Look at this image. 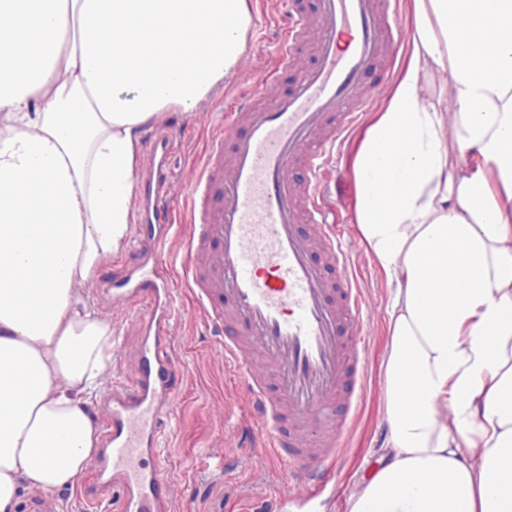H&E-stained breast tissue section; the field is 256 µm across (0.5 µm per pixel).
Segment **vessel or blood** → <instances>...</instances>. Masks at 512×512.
I'll list each match as a JSON object with an SVG mask.
<instances>
[{
  "label": "vessel or blood",
  "mask_w": 512,
  "mask_h": 512,
  "mask_svg": "<svg viewBox=\"0 0 512 512\" xmlns=\"http://www.w3.org/2000/svg\"><path fill=\"white\" fill-rule=\"evenodd\" d=\"M399 0H287L276 68L240 93L183 196L165 162L176 141L155 139L141 177L143 255L105 283L111 309L139 308L128 382L101 402L104 448L91 466L117 512H172L162 441L183 385L171 326L187 288L224 362L248 397L258 444L306 502L333 479L366 389L368 308L335 212L324 202L346 142L376 102L370 69L391 76L403 38ZM472 32L473 56L497 38ZM294 84L277 88L281 70ZM181 241L180 261L170 244Z\"/></svg>",
  "instance_id": "1"
}]
</instances>
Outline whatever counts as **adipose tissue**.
<instances>
[{"instance_id":"obj_1","label":"adipose tissue","mask_w":512,"mask_h":512,"mask_svg":"<svg viewBox=\"0 0 512 512\" xmlns=\"http://www.w3.org/2000/svg\"><path fill=\"white\" fill-rule=\"evenodd\" d=\"M359 137L352 221L384 271L387 435L345 512H512V0H407ZM502 22L471 63L462 29ZM247 0H0V512L76 489L112 330L84 290L133 222L144 126L236 64Z\"/></svg>"}]
</instances>
